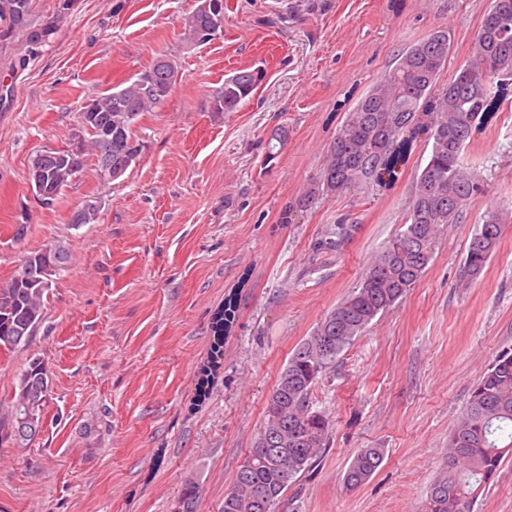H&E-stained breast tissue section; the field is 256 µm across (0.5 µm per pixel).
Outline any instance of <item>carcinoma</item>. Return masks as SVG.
Segmentation results:
<instances>
[{
  "mask_svg": "<svg viewBox=\"0 0 512 512\" xmlns=\"http://www.w3.org/2000/svg\"><path fill=\"white\" fill-rule=\"evenodd\" d=\"M77 0H58L56 13L37 20L32 0H0V50L19 40L35 49L49 41ZM224 28V0H196L184 20L185 38L195 44L218 38ZM451 50L446 27L404 48L350 111L331 144L317 180L295 202L308 207L316 198L365 185L386 186L405 166L412 139L431 144L417 175L406 229L396 233L374 258L359 286L318 323L311 336L291 354L266 406V420L224 494L223 512H275L297 475L325 452L330 419L312 410L311 394L319 377L345 347L362 335L380 314L395 307L424 275L442 228L459 222L463 208L483 193L481 181L461 161L473 127L502 112L512 72V0H490L474 35L470 62L448 81L442 73ZM178 72L163 56L120 89L88 100L77 127L61 148L37 152L29 164L31 183L41 182L38 200L51 205L84 167L96 158V175L104 183L101 158L112 141V167L123 171L137 163L142 146L132 127L137 116L164 102ZM261 71L244 68L224 78L211 101L214 112H233L258 86ZM503 213L495 208L470 241L462 277L477 279L495 253L502 235ZM348 234L345 224L326 230L329 249ZM68 249L55 244L26 255L23 270L0 284V349L16 351L44 319V293L52 276L65 268ZM44 360L28 361L14 387L11 406L0 413V445L22 447L33 435L16 432L25 414L34 425L44 421L51 395ZM383 448H361L348 465L343 484H365L384 461ZM512 455V353H500L474 387L470 400L448 435V456L431 484L422 512H472L474 501ZM199 484L184 482L176 512H196Z\"/></svg>",
  "mask_w": 512,
  "mask_h": 512,
  "instance_id": "carcinoma-1",
  "label": "carcinoma"
}]
</instances>
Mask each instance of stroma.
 <instances>
[{
    "instance_id": "35a3bbf8",
    "label": "stroma",
    "mask_w": 512,
    "mask_h": 512,
    "mask_svg": "<svg viewBox=\"0 0 512 512\" xmlns=\"http://www.w3.org/2000/svg\"><path fill=\"white\" fill-rule=\"evenodd\" d=\"M224 32L187 43L195 0H78L25 61L0 53V282L25 254L62 243L67 267L44 295L29 342L0 354V401L30 358L53 379L44 428L0 447V512H173L197 474L198 512L224 494L265 419L290 355L401 230L430 147L417 141L398 182L350 189L296 210L358 100L397 54L445 26L444 77L470 59L488 0H226ZM178 71L167 101L141 113L142 144L120 183L94 157L51 206L30 189L37 151L64 146L87 98L132 80L158 56ZM264 78L236 111L215 112L225 77ZM486 194L438 237L421 280L319 377L314 409L330 443L279 512H421L448 433L495 357L512 351V214L481 276L461 280L490 206L512 205V98L461 153ZM89 197L99 219L75 224ZM27 225L15 239L16 225ZM351 225L338 250L327 227ZM236 314L211 377L215 322ZM362 448L386 455L368 483L343 475ZM473 512H512V457Z\"/></svg>"
}]
</instances>
